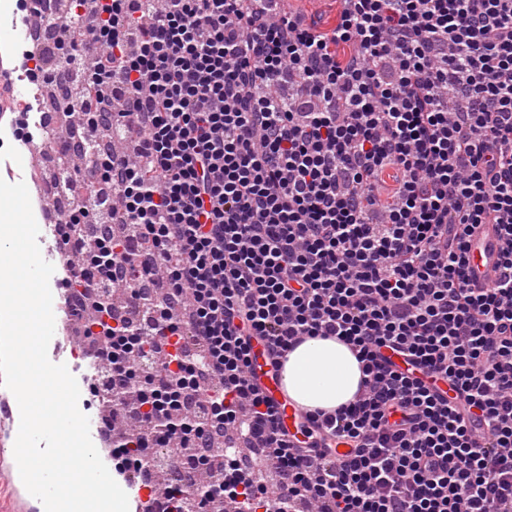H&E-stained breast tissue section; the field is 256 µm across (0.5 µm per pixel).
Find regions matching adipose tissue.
Listing matches in <instances>:
<instances>
[{
	"label": "adipose tissue",
	"instance_id": "obj_1",
	"mask_svg": "<svg viewBox=\"0 0 512 512\" xmlns=\"http://www.w3.org/2000/svg\"><path fill=\"white\" fill-rule=\"evenodd\" d=\"M362 379L359 362L333 338H309L292 350L283 366L289 396L310 409L333 410L356 395Z\"/></svg>",
	"mask_w": 512,
	"mask_h": 512
}]
</instances>
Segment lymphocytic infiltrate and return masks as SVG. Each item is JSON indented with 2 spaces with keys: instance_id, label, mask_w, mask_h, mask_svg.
<instances>
[{
  "instance_id": "obj_1",
  "label": "lymphocytic infiltrate",
  "mask_w": 512,
  "mask_h": 512,
  "mask_svg": "<svg viewBox=\"0 0 512 512\" xmlns=\"http://www.w3.org/2000/svg\"><path fill=\"white\" fill-rule=\"evenodd\" d=\"M279 2L70 0L58 25L83 73L59 112L92 131L83 176L56 172L79 200L66 240L97 226L72 283L104 402L148 408L113 434L116 467L208 449L220 478L163 512H512V0H342L326 31ZM107 134L130 152L101 153ZM481 224L504 244L484 288ZM117 267L150 323L109 324ZM313 337L363 374L352 402L307 414L352 442L334 460L289 441L248 376L253 341L280 367ZM469 244L471 278L476 284H489L498 270L501 254V243L494 226H479Z\"/></svg>"
}]
</instances>
